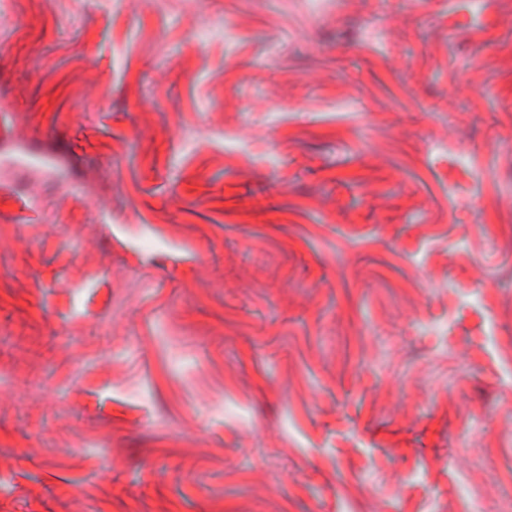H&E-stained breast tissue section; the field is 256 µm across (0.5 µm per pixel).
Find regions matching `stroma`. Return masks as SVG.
<instances>
[{"label": "stroma", "instance_id": "stroma-1", "mask_svg": "<svg viewBox=\"0 0 512 512\" xmlns=\"http://www.w3.org/2000/svg\"><path fill=\"white\" fill-rule=\"evenodd\" d=\"M1 169L0 512H512V0H0Z\"/></svg>", "mask_w": 512, "mask_h": 512}]
</instances>
